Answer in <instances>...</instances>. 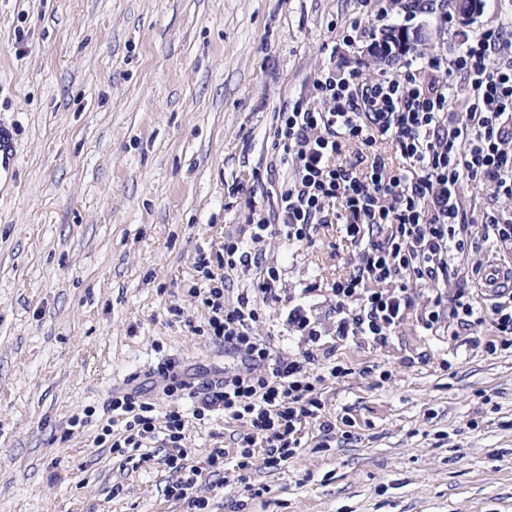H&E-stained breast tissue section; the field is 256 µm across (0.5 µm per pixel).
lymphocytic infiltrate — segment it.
Listing matches in <instances>:
<instances>
[{"label": "lymphocytic infiltrate", "instance_id": "f902f5d3", "mask_svg": "<svg viewBox=\"0 0 512 512\" xmlns=\"http://www.w3.org/2000/svg\"><path fill=\"white\" fill-rule=\"evenodd\" d=\"M446 74L440 86L438 74ZM466 92L464 116H457L450 90ZM316 102L284 105L273 132V148L287 164L290 179L277 199L285 237L307 239L315 224L342 225L345 235L362 243L352 271L336 280L331 293L340 319L338 338L365 336L385 342L412 307L415 289L439 284L447 297H436L426 329L471 327L491 321L502 346L512 347V294L477 300L467 283L452 278L455 259L473 247L472 221L463 209L460 189L466 182L490 187L502 204L484 213L486 238L512 251V38L503 28H488L464 43L449 61L432 58L402 73L340 79L320 71L313 83ZM391 141L402 158L391 167L380 145ZM355 144V160H342L346 144ZM270 232L265 220L252 224L248 239L227 238L215 257L199 255L204 278L206 331L225 351L241 359L239 369L202 382L172 381L171 363L159 364L161 391L191 403L190 413L172 410L164 428L156 426V404L143 391L112 395L102 427L110 446L139 448L160 440L167 464L177 474L169 488L186 512H209L198 496L203 481L224 468L225 449H213L204 462L189 466L183 448L187 418L198 421L222 413L247 431L237 453L247 459L264 448L276 467L297 451L301 428L321 421L323 403L317 386L324 375L340 377L346 368L314 371L309 354L278 356L253 334L258 306L247 297L224 303V276L248 270L250 246ZM125 435L112 436L115 425Z\"/></svg>", "mask_w": 512, "mask_h": 512}]
</instances>
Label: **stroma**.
<instances>
[{"instance_id": "35a3bbf8", "label": "stroma", "mask_w": 512, "mask_h": 512, "mask_svg": "<svg viewBox=\"0 0 512 512\" xmlns=\"http://www.w3.org/2000/svg\"><path fill=\"white\" fill-rule=\"evenodd\" d=\"M409 14L382 0L386 26L422 27L390 72L512 17L485 0L444 24L438 0ZM358 0H0V117L20 164L0 192V512H184L165 449L99 446L112 393L159 362L213 376L236 365L201 327L198 255H215L272 216L287 167L272 150L282 104L310 97L320 69L366 70L370 37L346 44ZM256 264L224 301L256 300V335L283 354L348 373L319 387L323 432L302 429L278 467L235 453L241 423L189 420L191 462L227 451L212 512H512V348H486L490 323L426 330L435 287L417 289L386 343L336 336L330 285L359 249L341 225L307 240L254 244ZM277 267L273 299L259 298ZM301 305L321 334L288 324ZM92 409L88 423L71 420Z\"/></svg>"}]
</instances>
